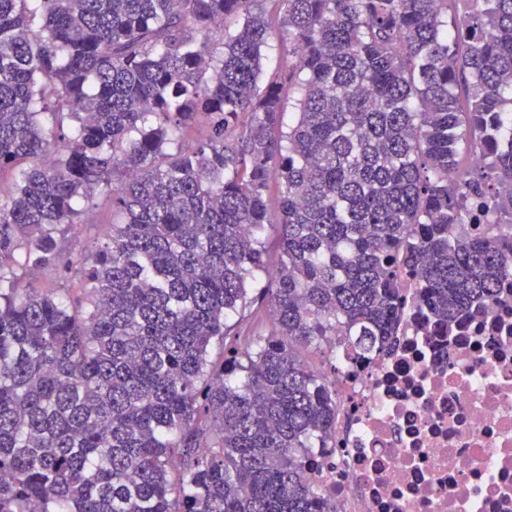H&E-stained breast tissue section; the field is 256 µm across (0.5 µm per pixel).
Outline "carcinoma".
<instances>
[{"mask_svg":"<svg viewBox=\"0 0 512 512\" xmlns=\"http://www.w3.org/2000/svg\"><path fill=\"white\" fill-rule=\"evenodd\" d=\"M5 171L0 512H328L302 352L383 350L404 267L440 326L512 279V232L454 231L470 197L512 228V0H0ZM97 191L120 219L75 260Z\"/></svg>","mask_w":512,"mask_h":512,"instance_id":"carcinoma-1","label":"carcinoma"}]
</instances>
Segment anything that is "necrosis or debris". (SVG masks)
<instances>
[{"label": "necrosis or debris", "instance_id": "1", "mask_svg": "<svg viewBox=\"0 0 512 512\" xmlns=\"http://www.w3.org/2000/svg\"><path fill=\"white\" fill-rule=\"evenodd\" d=\"M418 272L390 349L335 362V431L303 458L329 512H512V280L434 328Z\"/></svg>", "mask_w": 512, "mask_h": 512}]
</instances>
